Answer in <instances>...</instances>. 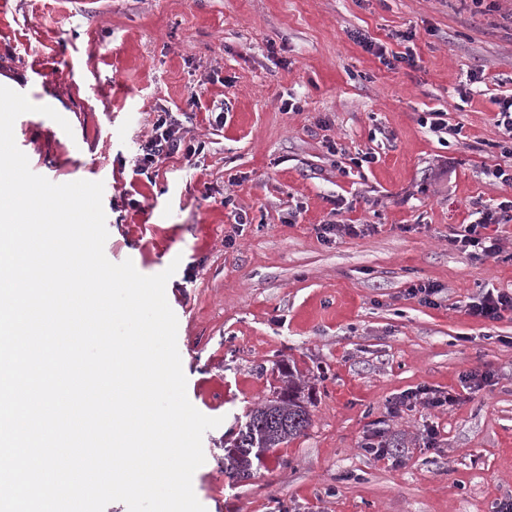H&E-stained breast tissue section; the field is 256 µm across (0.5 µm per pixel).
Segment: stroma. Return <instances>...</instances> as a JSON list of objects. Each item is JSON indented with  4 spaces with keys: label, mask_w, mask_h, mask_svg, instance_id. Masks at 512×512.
Segmentation results:
<instances>
[{
    "label": "stroma",
    "mask_w": 512,
    "mask_h": 512,
    "mask_svg": "<svg viewBox=\"0 0 512 512\" xmlns=\"http://www.w3.org/2000/svg\"><path fill=\"white\" fill-rule=\"evenodd\" d=\"M355 30L410 49L414 66L387 68ZM0 76L60 103L70 131L26 113L15 141L51 182H103L108 260L144 275L178 265L166 298L186 394L222 420L193 476L206 512H493L512 499V311L467 312L512 292V223L494 259L449 243L512 194L486 174L503 161L494 99L512 93V0H0ZM437 109L448 134L419 123ZM163 110L206 148L135 175ZM360 150L379 162L350 165ZM330 220L366 230L327 244L316 227ZM418 282L440 286L436 305L406 296ZM473 371L491 378L469 388ZM292 374L310 387L309 428L229 479L225 441ZM423 387L458 400L389 414ZM378 435L401 448L375 458L364 446ZM470 315L483 320L495 321L501 317L502 311L512 310V292L487 291L481 297L467 305Z\"/></svg>",
    "instance_id": "1"
}]
</instances>
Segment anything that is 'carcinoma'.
Listing matches in <instances>:
<instances>
[{
  "label": "carcinoma",
  "mask_w": 512,
  "mask_h": 512,
  "mask_svg": "<svg viewBox=\"0 0 512 512\" xmlns=\"http://www.w3.org/2000/svg\"><path fill=\"white\" fill-rule=\"evenodd\" d=\"M310 423L301 387L290 380L276 398L250 412L245 426L225 446L224 474L236 479L251 477L254 466L268 450L303 435Z\"/></svg>",
  "instance_id": "1"
}]
</instances>
